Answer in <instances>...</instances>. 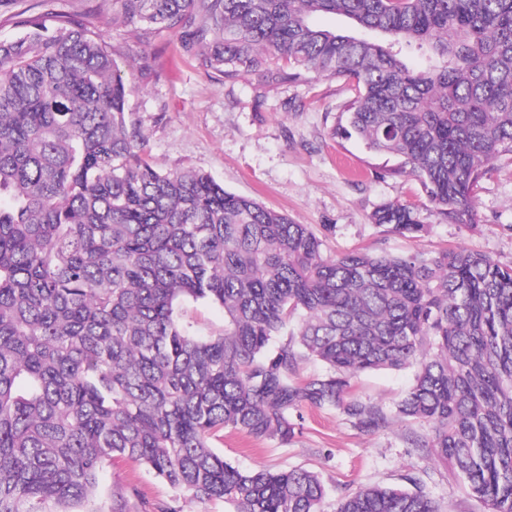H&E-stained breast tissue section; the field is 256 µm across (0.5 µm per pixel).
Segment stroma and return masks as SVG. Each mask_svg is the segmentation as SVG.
<instances>
[{"instance_id":"stroma-1","label":"stroma","mask_w":512,"mask_h":512,"mask_svg":"<svg viewBox=\"0 0 512 512\" xmlns=\"http://www.w3.org/2000/svg\"><path fill=\"white\" fill-rule=\"evenodd\" d=\"M44 9L97 27L131 88L129 116L141 122L156 168L209 174L226 190L309 225L329 254L368 249L410 255L463 246L512 263L511 155L494 160L480 179L473 193L478 223L468 229L437 215L420 181L398 173V158L372 152L355 138L331 136L357 95L354 82L313 72L303 82H275L267 71L284 67L277 58L267 70L222 81L180 50L176 33L112 27V0H46ZM390 201L414 207L426 233L395 235L373 224V211ZM412 381L408 369L371 372L360 377L358 392L387 408ZM294 423L285 446L227 430L213 447L244 468L315 471L333 501L366 486L403 487L416 474L446 512H485L448 465L411 447L413 425L396 422L364 433L338 410L307 408ZM100 482L108 490L136 485L140 496L131 500L132 512L174 497L146 467L125 459L108 463Z\"/></svg>"}]
</instances>
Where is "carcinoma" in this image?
Masks as SVG:
<instances>
[{"label": "carcinoma", "instance_id": "1", "mask_svg": "<svg viewBox=\"0 0 512 512\" xmlns=\"http://www.w3.org/2000/svg\"><path fill=\"white\" fill-rule=\"evenodd\" d=\"M110 23L176 32L225 79L274 56L289 66L277 82L354 80L331 135L399 158L457 224L476 223L474 188L512 155V0H112ZM18 24L0 41V512H128L135 487L100 490L115 457L237 512H326L318 473L242 468L212 446L226 429L286 445L303 407L365 433L427 426L411 445L486 512H512V264L462 246L326 255L308 225L207 174L158 170L95 27ZM371 220L425 231L400 202ZM185 301L222 308L224 328L194 335ZM309 359L323 371L304 377ZM403 368L414 382L390 409L355 393L360 375ZM406 480L333 512H444Z\"/></svg>", "mask_w": 512, "mask_h": 512}]
</instances>
